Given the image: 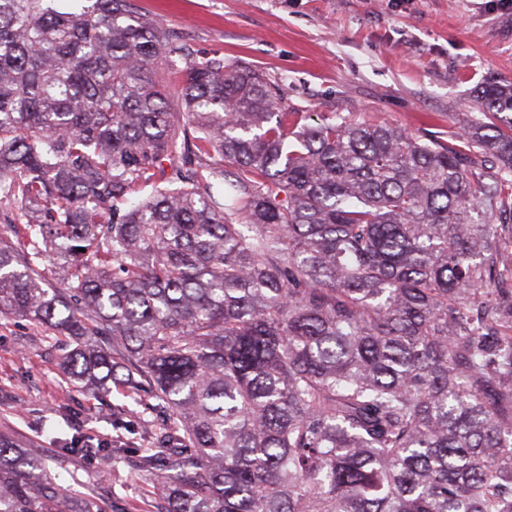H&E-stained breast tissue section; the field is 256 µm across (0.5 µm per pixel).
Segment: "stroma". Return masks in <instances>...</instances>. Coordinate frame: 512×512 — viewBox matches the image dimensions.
Masks as SVG:
<instances>
[{"label": "stroma", "mask_w": 512, "mask_h": 512, "mask_svg": "<svg viewBox=\"0 0 512 512\" xmlns=\"http://www.w3.org/2000/svg\"><path fill=\"white\" fill-rule=\"evenodd\" d=\"M188 58L246 63L279 84L308 122L339 112L453 141L489 77L512 80V9L500 0H135ZM51 330L0 315V431L42 457L70 492L147 512L153 477L135 452L169 426L155 400L88 391L61 369ZM109 440L112 458L69 455Z\"/></svg>", "instance_id": "stroma-1"}]
</instances>
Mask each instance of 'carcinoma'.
Returning <instances> with one entry per match:
<instances>
[{
	"mask_svg": "<svg viewBox=\"0 0 512 512\" xmlns=\"http://www.w3.org/2000/svg\"><path fill=\"white\" fill-rule=\"evenodd\" d=\"M51 2L0 0V314L160 402L153 512H512V81L456 144L307 124L133 0ZM0 512L107 506L1 433Z\"/></svg>",
	"mask_w": 512,
	"mask_h": 512,
	"instance_id": "cac0c4a2",
	"label": "carcinoma"
}]
</instances>
